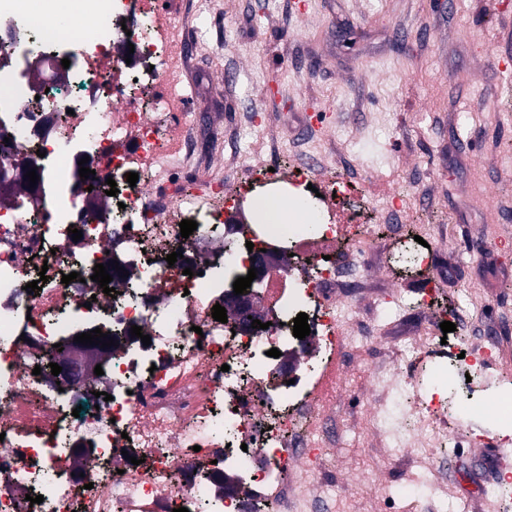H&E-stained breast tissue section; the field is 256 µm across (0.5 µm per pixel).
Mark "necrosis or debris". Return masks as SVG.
<instances>
[{"mask_svg":"<svg viewBox=\"0 0 512 512\" xmlns=\"http://www.w3.org/2000/svg\"><path fill=\"white\" fill-rule=\"evenodd\" d=\"M58 2L0 0V168L26 157L40 177L35 193L0 204V512H299L313 461L333 446L326 413L345 357L373 340L368 330L347 334L336 301L337 289L366 288L356 249L373 228L337 223L326 208L313 233L292 224L283 237L265 224L225 248L223 197L172 188L207 162L185 94L188 0H74L96 22L88 34L61 23ZM65 58L91 78L89 92L63 86ZM185 219L197 223L186 239ZM251 243L288 248L294 259L255 290L269 328L234 333L212 308L247 275ZM175 251L180 259L168 264ZM116 258L129 275L110 297L92 275ZM42 264L46 282L26 291ZM73 272L79 280L63 284ZM300 313L311 330L303 340L293 335ZM135 325L150 345L131 336ZM96 328L117 347L105 357L81 349L82 379L58 381L51 363ZM429 345L426 335L392 341L401 371L374 400L414 418L392 438L426 473L405 488L412 503L442 490L436 451L448 445L444 406L422 395L454 366ZM96 392L108 400L73 416ZM88 442L91 456L77 458ZM298 458L310 468H296ZM36 495L42 503L30 504Z\"/></svg>","mask_w":512,"mask_h":512,"instance_id":"obj_1","label":"necrosis or debris"}]
</instances>
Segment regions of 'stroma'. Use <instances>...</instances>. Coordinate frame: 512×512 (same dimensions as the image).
<instances>
[{"label":"stroma","instance_id":"35a3bbf8","mask_svg":"<svg viewBox=\"0 0 512 512\" xmlns=\"http://www.w3.org/2000/svg\"><path fill=\"white\" fill-rule=\"evenodd\" d=\"M188 27L193 110L224 138L220 167L286 172L325 156L315 188L354 176L358 193L344 212L373 226L361 193L403 197L413 221L402 238L382 230L366 246L369 287L342 298L346 316L378 336L433 329L453 358L492 323L512 349V217L503 205L512 200V76L496 68L512 60V0H194ZM428 196L434 206L420 207ZM418 235L434 251L439 283L426 308L423 276L395 261ZM452 313L456 329L443 333ZM369 361L366 352L348 359L336 422L355 418L359 440L334 449L323 481L364 512H402L414 469L366 424ZM503 429L484 414L460 424L440 456L448 494L428 512H496L483 487L512 482V469L473 478L467 467Z\"/></svg>","mask_w":512,"mask_h":512}]
</instances>
